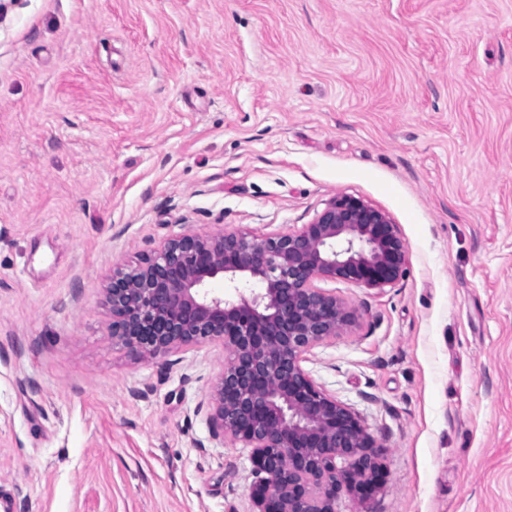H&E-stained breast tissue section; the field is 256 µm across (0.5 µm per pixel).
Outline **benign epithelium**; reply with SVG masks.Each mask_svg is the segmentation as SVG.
Returning a JSON list of instances; mask_svg holds the SVG:
<instances>
[{"label":"benign epithelium","instance_id":"obj_1","mask_svg":"<svg viewBox=\"0 0 512 512\" xmlns=\"http://www.w3.org/2000/svg\"><path fill=\"white\" fill-rule=\"evenodd\" d=\"M406 261L397 225L347 194L285 234L176 235L135 266L112 270L105 288L112 341L140 362L221 349L209 430L252 449L256 512H334L341 489L373 487L377 443L302 367L353 319L315 281L384 288Z\"/></svg>","mask_w":512,"mask_h":512}]
</instances>
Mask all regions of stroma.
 <instances>
[{
  "label": "stroma",
  "mask_w": 512,
  "mask_h": 512,
  "mask_svg": "<svg viewBox=\"0 0 512 512\" xmlns=\"http://www.w3.org/2000/svg\"><path fill=\"white\" fill-rule=\"evenodd\" d=\"M397 224L304 369L378 444L335 512H512V0H0V500L255 512L205 347L138 362L103 285L173 236Z\"/></svg>",
  "instance_id": "stroma-1"
}]
</instances>
